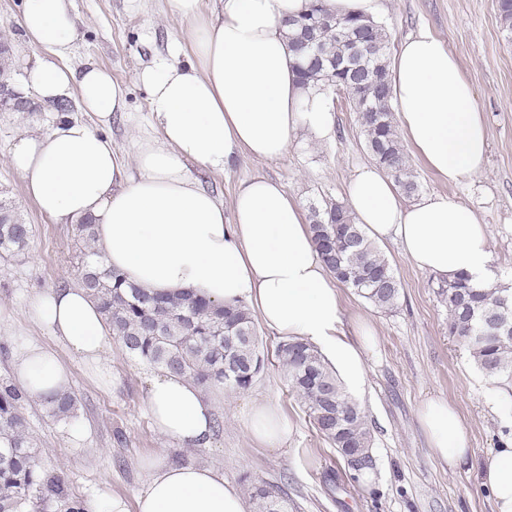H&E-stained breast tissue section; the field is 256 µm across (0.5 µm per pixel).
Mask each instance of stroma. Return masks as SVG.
I'll list each match as a JSON object with an SVG mask.
<instances>
[{"label":"stroma","instance_id":"obj_1","mask_svg":"<svg viewBox=\"0 0 512 512\" xmlns=\"http://www.w3.org/2000/svg\"><path fill=\"white\" fill-rule=\"evenodd\" d=\"M24 6L25 0H0V25L11 30L13 80L20 90L43 56L24 37ZM70 11L74 34L63 65L78 69L91 62L109 71L126 89V108L103 125L74 95L68 116L110 138L125 163H132L135 142L157 133L148 93L137 75L154 57L184 40L187 24L170 12L167 0H70ZM380 22L393 50L422 31L444 41L477 91L490 132L486 170L452 185L417 153H410L409 159L420 197L457 199L487 224L489 281L512 287V41L502 29L496 0H387ZM331 103L335 129L330 138L302 132L282 159L244 156L221 174L195 165L190 172L227 204L240 181L256 175L280 180L306 210L326 199L345 201L351 174L370 157L356 113L339 95H332ZM57 117L42 103L32 112H0V189L33 226L24 254L0 261L2 380L9 379L22 340L50 341L48 331L25 315L27 294L77 284L74 225L45 217L8 162V148L17 136L46 132ZM379 248L402 284L397 305L380 310L353 289L339 288L344 328L360 317L370 318L377 328V346L365 359L366 386L356 396L373 439L376 468L370 484L346 476L334 448L317 433L286 386L277 358L279 336L262 325L257 333L268 366L249 390L228 389L217 396L215 416L221 431L206 448H182L155 432L146 406L154 370L125 353L119 342H111L103 354L112 367L107 379L57 348L72 375L78 404L74 418L59 420L48 416L36 400L25 403L23 413L42 465L62 475L79 496L118 494L130 502L147 481L140 459L159 453L179 464L219 468L235 484L247 475L271 485L287 493L294 512H494L481 485L480 464L487 452L512 440V391L491 383L449 336L448 309L437 294L441 277L413 265L397 241L380 242ZM430 395L454 404L469 432L473 453L452 471L432 456L417 419L419 404ZM258 399L277 401L292 422L295 433L286 447L265 448L248 436L244 417ZM77 428L82 437L74 436Z\"/></svg>","mask_w":512,"mask_h":512}]
</instances>
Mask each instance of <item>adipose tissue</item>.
Wrapping results in <instances>:
<instances>
[{
  "mask_svg": "<svg viewBox=\"0 0 512 512\" xmlns=\"http://www.w3.org/2000/svg\"><path fill=\"white\" fill-rule=\"evenodd\" d=\"M190 24L186 46L156 57L138 74L147 88L159 137L139 140L127 170L110 140L86 124L65 121L51 131L15 138L9 161L40 211L57 224L92 219L106 268L160 295L191 293L220 305L246 304L279 336L319 347L350 392L366 383L364 353L373 337L366 321L343 331L339 291L314 244L300 203L265 176L243 180L231 206L204 189L190 165L221 173L247 155L275 160L298 133L326 138L335 117L325 94L303 89L281 26L309 0H168ZM21 26L45 56L28 84L42 102L78 95L85 111L108 122L124 105L123 87L105 69L61 66L74 32L68 0H26ZM392 105L405 137L429 167L457 183L481 174L489 135L473 85L441 40L406 38L392 64ZM357 223L376 239L396 237L418 268L443 277L486 282L490 238L466 205L432 196L406 205L377 166L359 167L348 186ZM25 315L102 375L111 334L77 286L34 291ZM12 385L43 399L69 392L71 376L47 346L24 341ZM147 411L155 430L183 448L208 447L214 403L187 378L161 372L149 379ZM419 421L433 455L455 469L471 455L464 422L448 400L426 398ZM248 435L266 448L293 434L281 407L252 403ZM135 503L88 498L85 512H247L222 470L181 465L151 454ZM482 482L496 512H512V443L486 454Z\"/></svg>",
  "mask_w": 512,
  "mask_h": 512,
  "instance_id": "adipose-tissue-1",
  "label": "adipose tissue"
}]
</instances>
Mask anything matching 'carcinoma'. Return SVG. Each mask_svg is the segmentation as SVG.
<instances>
[{
    "instance_id": "carcinoma-1",
    "label": "carcinoma",
    "mask_w": 512,
    "mask_h": 512,
    "mask_svg": "<svg viewBox=\"0 0 512 512\" xmlns=\"http://www.w3.org/2000/svg\"><path fill=\"white\" fill-rule=\"evenodd\" d=\"M497 7L512 38V0H497ZM287 31L301 85L344 95L358 115L373 159L404 194L416 195L419 184L395 125L385 27L370 19L330 14L323 0H312L307 13L291 21ZM310 230L322 261L339 282L381 310L396 305L401 283L346 204L326 199L312 206ZM32 233V225L0 194V258L22 254ZM76 237L77 284L128 354L201 388L213 382L232 390L251 387L266 366V356L247 307L221 306L189 293L151 294L96 260L93 224H76ZM438 295L448 307V333L467 348L487 377L511 382L512 333L491 332L485 320L512 327V289L475 285L469 277L458 276L440 285ZM277 356L314 428L336 450L350 479L360 482L375 460L359 404L344 392L314 346L285 340ZM27 400L18 388L0 380V512H83L81 498L69 483L39 464L22 413ZM43 403L51 417L63 419L73 414L77 398L68 392ZM244 482L254 512H292L285 494L247 478Z\"/></svg>"
}]
</instances>
